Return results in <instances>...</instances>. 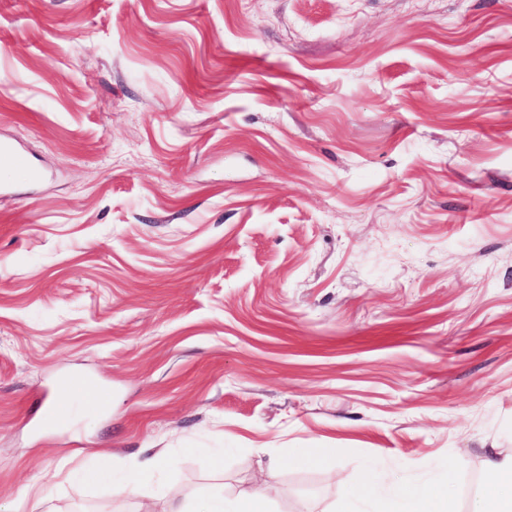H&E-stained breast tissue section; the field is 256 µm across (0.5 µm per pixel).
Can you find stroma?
I'll return each mask as SVG.
<instances>
[{
	"mask_svg": "<svg viewBox=\"0 0 512 512\" xmlns=\"http://www.w3.org/2000/svg\"><path fill=\"white\" fill-rule=\"evenodd\" d=\"M1 139L41 176L0 192V512H138L154 455L184 500L277 463L271 512L492 483L512 0H0ZM160 468L161 464L157 456L145 458L137 464L133 477L126 484L135 495L141 497L139 512H156L155 496L147 492V489L154 482ZM342 482L347 490V497L339 512H368L361 511L362 505L378 500L377 486L356 472L345 474Z\"/></svg>",
	"mask_w": 512,
	"mask_h": 512,
	"instance_id": "1",
	"label": "stroma"
}]
</instances>
